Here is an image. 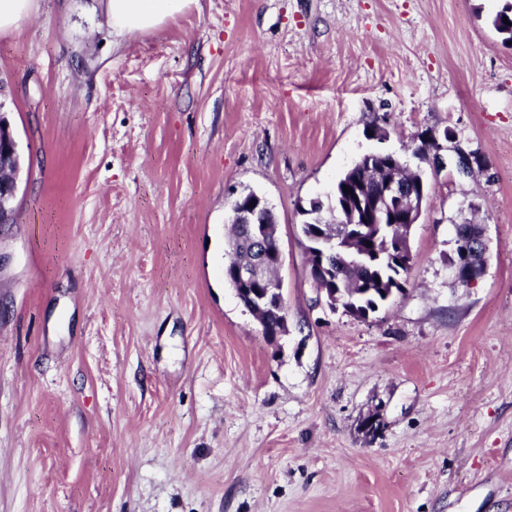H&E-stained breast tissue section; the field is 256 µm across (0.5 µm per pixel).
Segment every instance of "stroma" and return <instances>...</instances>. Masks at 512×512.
Listing matches in <instances>:
<instances>
[{
  "mask_svg": "<svg viewBox=\"0 0 512 512\" xmlns=\"http://www.w3.org/2000/svg\"><path fill=\"white\" fill-rule=\"evenodd\" d=\"M506 0H197L114 34L35 0L0 34L21 153L0 224V512H512ZM374 124L387 130L369 138ZM452 129L403 294L317 301L298 202ZM481 159L467 175L458 154ZM275 207L288 333L224 282L243 191ZM483 224L484 274L451 276ZM457 244L459 246H464L466 248L465 250V256L468 255H475L478 256L482 262L481 267V273L483 272L486 264H487V244L485 241V232L483 229V232L477 236L475 235L470 228H467L463 225L459 226L457 228ZM456 247V253L453 261H461V251L460 247Z\"/></svg>",
  "mask_w": 512,
  "mask_h": 512,
  "instance_id": "1",
  "label": "stroma"
}]
</instances>
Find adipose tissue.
<instances>
[{
  "instance_id": "obj_1",
  "label": "adipose tissue",
  "mask_w": 512,
  "mask_h": 512,
  "mask_svg": "<svg viewBox=\"0 0 512 512\" xmlns=\"http://www.w3.org/2000/svg\"><path fill=\"white\" fill-rule=\"evenodd\" d=\"M194 0H105L106 14L116 34L148 31L183 13Z\"/></svg>"
}]
</instances>
